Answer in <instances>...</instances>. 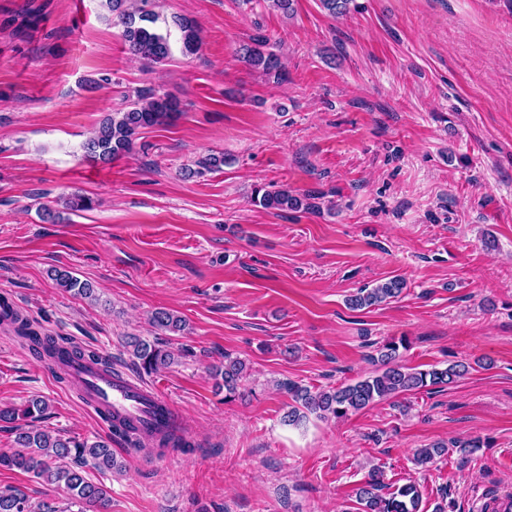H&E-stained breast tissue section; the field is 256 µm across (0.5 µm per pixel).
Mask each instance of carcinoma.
<instances>
[{
    "label": "carcinoma",
    "mask_w": 512,
    "mask_h": 512,
    "mask_svg": "<svg viewBox=\"0 0 512 512\" xmlns=\"http://www.w3.org/2000/svg\"><path fill=\"white\" fill-rule=\"evenodd\" d=\"M151 0H107L108 9L116 15L123 27V39L132 55L149 64H161L170 56L168 37L156 27L157 17L149 9ZM182 33V49L194 53L199 46V34L195 26L183 20L179 22ZM245 61L265 75L279 79L284 77L278 54L266 49V39L258 38L241 46ZM178 111L177 101L165 92L154 88L137 92L126 110L105 116L97 130L84 144L85 158L97 164L108 165L131 152L142 130L159 126L172 120ZM312 196L298 195L280 187L274 190H255L254 200L262 208L277 211L311 210ZM53 279L67 292L86 297L92 296V286L74 277L70 271L56 269ZM405 282L392 278L372 288H361L351 296L349 304L354 308H365L399 297ZM0 322L10 325L17 337L28 342L30 350L44 359L57 358L66 361L72 357L88 359L97 364H108L93 351H85L60 336H43L33 324L18 313L0 315ZM152 326L161 331L179 332L185 321L166 309L152 313ZM128 346L136 359L137 368L151 374L173 363L175 351L166 343L150 342L137 336L130 337ZM379 364L372 375L337 388L312 390L294 382H284L293 404L283 417L285 424L301 425L310 414L323 418H341L362 410L378 401L401 393L419 391L428 386L448 385L463 377L468 366L452 364L445 369L418 370L399 364L398 347L389 342L378 348V356L371 357ZM244 364L230 360L214 369L221 377L224 398L233 400L239 396L238 388L243 378ZM48 404L34 399L19 414L13 408L0 409V420H14L20 415L25 423L13 427L15 450L0 453V468L21 469L33 474L50 485H62L69 494L70 503L77 506L76 512H105L108 489L85 476V467L90 465L100 472L114 468L112 448L104 441L89 444L76 437L51 434L37 428L43 419ZM447 447L434 444L420 448L414 454V461L420 466L434 462L445 454ZM384 484L380 472L372 471L368 479L357 489L361 505L360 512H420L422 501L417 485L410 481L392 492L382 495ZM0 512H64L54 502L42 500L37 503L21 489L14 486L0 488Z\"/></svg>",
    "instance_id": "1"
}]
</instances>
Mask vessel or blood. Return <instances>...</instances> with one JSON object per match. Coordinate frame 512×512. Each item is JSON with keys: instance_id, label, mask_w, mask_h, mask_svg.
<instances>
[{"instance_id": "vessel-or-blood-1", "label": "vessel or blood", "mask_w": 512, "mask_h": 512, "mask_svg": "<svg viewBox=\"0 0 512 512\" xmlns=\"http://www.w3.org/2000/svg\"><path fill=\"white\" fill-rule=\"evenodd\" d=\"M70 387L86 404L111 417L142 441H150L180 424L181 416L169 398L125 371L106 370L82 359L67 362Z\"/></svg>"}]
</instances>
